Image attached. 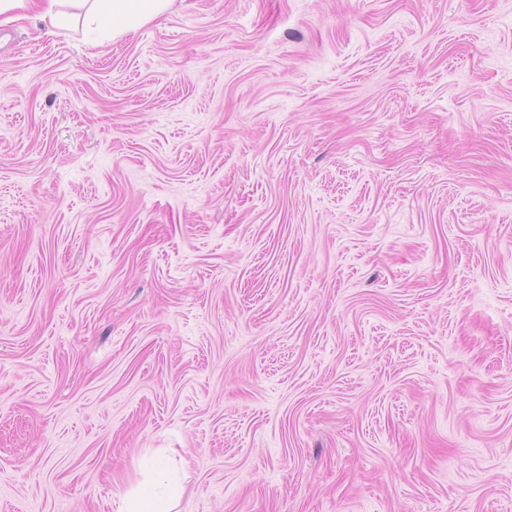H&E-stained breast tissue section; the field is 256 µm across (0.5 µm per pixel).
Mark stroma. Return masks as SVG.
<instances>
[{"label": "stroma", "mask_w": 512, "mask_h": 512, "mask_svg": "<svg viewBox=\"0 0 512 512\" xmlns=\"http://www.w3.org/2000/svg\"><path fill=\"white\" fill-rule=\"evenodd\" d=\"M0 26V512H512V0ZM120 512H171V508H158L153 495L148 491L134 496H125Z\"/></svg>", "instance_id": "obj_1"}]
</instances>
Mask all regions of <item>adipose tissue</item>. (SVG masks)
<instances>
[{"label": "adipose tissue", "mask_w": 512, "mask_h": 512, "mask_svg": "<svg viewBox=\"0 0 512 512\" xmlns=\"http://www.w3.org/2000/svg\"><path fill=\"white\" fill-rule=\"evenodd\" d=\"M170 0H90L87 25L111 28L113 33L138 29L162 14Z\"/></svg>", "instance_id": "ef3b65f1"}]
</instances>
